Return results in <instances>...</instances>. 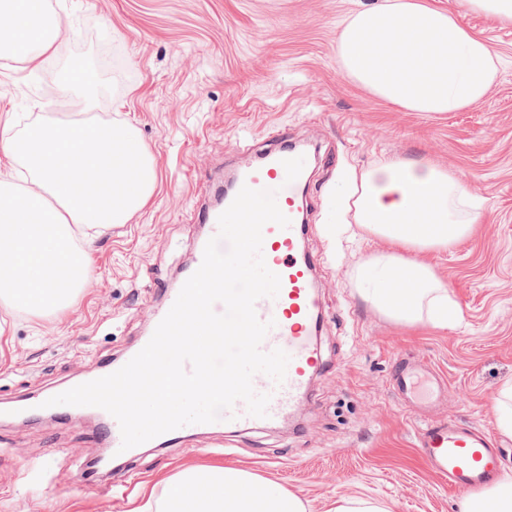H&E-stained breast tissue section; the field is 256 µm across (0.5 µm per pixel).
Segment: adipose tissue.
I'll use <instances>...</instances> for the list:
<instances>
[{
    "instance_id": "obj_1",
    "label": "adipose tissue",
    "mask_w": 512,
    "mask_h": 512,
    "mask_svg": "<svg viewBox=\"0 0 512 512\" xmlns=\"http://www.w3.org/2000/svg\"><path fill=\"white\" fill-rule=\"evenodd\" d=\"M11 33L32 37L33 62L60 43L65 31L28 0H9ZM345 76L377 97L413 112H457L482 100L497 77L498 57L458 15L420 0H384L352 13L336 47ZM346 202L355 224L390 250L357 266V281L372 282L371 304L392 321L454 327L460 312L421 254L453 251L471 233L480 208L452 170L428 162L388 158L352 174ZM136 512H304L300 500L257 476L231 467L187 469L149 494ZM461 512H512V471Z\"/></svg>"
}]
</instances>
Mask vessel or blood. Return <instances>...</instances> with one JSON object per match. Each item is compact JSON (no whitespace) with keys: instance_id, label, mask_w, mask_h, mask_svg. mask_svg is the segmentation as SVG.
Returning <instances> with one entry per match:
<instances>
[{"instance_id":"vessel-or-blood-1","label":"vessel or blood","mask_w":512,"mask_h":512,"mask_svg":"<svg viewBox=\"0 0 512 512\" xmlns=\"http://www.w3.org/2000/svg\"><path fill=\"white\" fill-rule=\"evenodd\" d=\"M307 174L305 155L289 149L284 133L277 130L262 145L258 159L235 181L239 188L276 190L277 204L290 220L286 228L273 223L263 228L262 253L267 267L280 277V291L276 298H263L255 305L258 318L273 324L262 350L282 349L290 362L282 383L268 378L256 387L257 392L271 396L266 417L249 416L245 404L235 403L221 414L220 423L228 431L275 425L306 399L312 376L324 368L317 344L320 306L313 287L314 263L303 248L310 230L303 206ZM222 211L216 204L197 211L196 220L204 232L191 269L200 267L207 242L218 232ZM389 382L404 404L426 418L417 448L428 469L449 487L467 494L497 479L500 451L493 434L470 422L430 416V409L448 390L442 372L428 361L401 357L389 373Z\"/></svg>"}]
</instances>
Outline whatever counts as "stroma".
<instances>
[{
	"instance_id": "obj_1",
	"label": "stroma",
	"mask_w": 512,
	"mask_h": 512,
	"mask_svg": "<svg viewBox=\"0 0 512 512\" xmlns=\"http://www.w3.org/2000/svg\"><path fill=\"white\" fill-rule=\"evenodd\" d=\"M70 39L28 65L0 59V126L73 119L64 74L101 69L92 120L130 124L152 154L157 185L129 223L78 238L89 277L77 303L37 316L0 305V407L43 402L120 357L145 336L202 233L194 209L214 201V179L251 165L250 145L281 128L310 160L313 232L305 249L323 328V372L309 398L276 427L192 433L140 449L111 481L89 488L82 469L100 452L81 414L28 425L0 416V512H131L141 495L189 467H235L330 512L340 497L387 512H460L463 495L431 473L416 443L421 418L394 396L399 355L448 378L436 416H459L495 435L512 468V436L493 406L512 385V24L465 13L460 0H422L460 14L500 57L496 82L459 112H412L349 81L336 37L352 12L377 0H45ZM388 157L452 169L480 202L472 234L453 251L424 254L458 303L463 323L440 330L399 325L376 311L349 276L385 240H348L336 222V188Z\"/></svg>"
}]
</instances>
